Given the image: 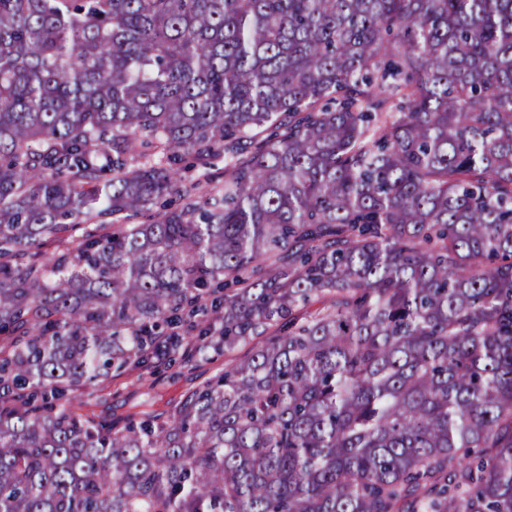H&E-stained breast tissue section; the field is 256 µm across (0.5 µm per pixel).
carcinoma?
Segmentation results:
<instances>
[{
    "label": "carcinoma",
    "mask_w": 512,
    "mask_h": 512,
    "mask_svg": "<svg viewBox=\"0 0 512 512\" xmlns=\"http://www.w3.org/2000/svg\"><path fill=\"white\" fill-rule=\"evenodd\" d=\"M0 391V512H512V0H0ZM195 343L183 340L176 360L154 359L148 367L130 368L114 377L109 387L96 388L86 396L82 409L100 419L112 420V426L117 428L145 415L166 416L189 389L224 372L231 359L243 358L250 349L242 345L227 355L212 350L189 352L188 346Z\"/></svg>",
    "instance_id": "1"
}]
</instances>
